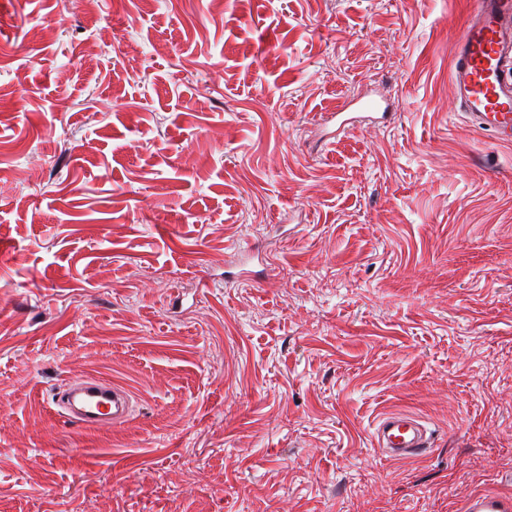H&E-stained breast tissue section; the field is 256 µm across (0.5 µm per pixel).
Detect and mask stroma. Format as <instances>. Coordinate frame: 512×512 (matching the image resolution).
<instances>
[{"label": "stroma", "instance_id": "1", "mask_svg": "<svg viewBox=\"0 0 512 512\" xmlns=\"http://www.w3.org/2000/svg\"><path fill=\"white\" fill-rule=\"evenodd\" d=\"M473 4L0 0V512L512 495V145L450 82ZM363 93L392 123L322 144ZM79 376L128 419L59 417ZM389 411L432 447L379 448Z\"/></svg>", "mask_w": 512, "mask_h": 512}]
</instances>
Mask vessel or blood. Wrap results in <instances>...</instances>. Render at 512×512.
<instances>
[{"label":"vessel or blood","mask_w":512,"mask_h":512,"mask_svg":"<svg viewBox=\"0 0 512 512\" xmlns=\"http://www.w3.org/2000/svg\"><path fill=\"white\" fill-rule=\"evenodd\" d=\"M451 83L459 108L472 124L490 130L495 139L512 144V0H478L453 55ZM355 111L323 116V123L345 131L355 122L392 119L385 99L361 96ZM56 404L69 419L88 427H112L130 412L127 388L99 379H83L58 392ZM374 437L390 455L413 457L431 445V435L417 416L391 411L380 416ZM463 512H512V498L485 493L471 500Z\"/></svg>","instance_id":"obj_1"}]
</instances>
